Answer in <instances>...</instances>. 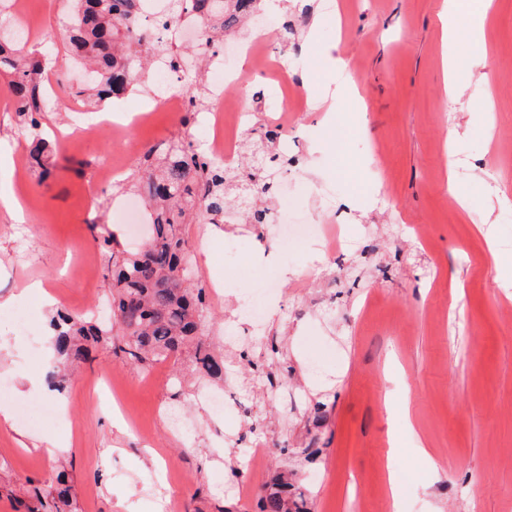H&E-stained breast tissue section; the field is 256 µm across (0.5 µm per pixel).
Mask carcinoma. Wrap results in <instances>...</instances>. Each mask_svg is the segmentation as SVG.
<instances>
[{
  "label": "carcinoma",
  "instance_id": "cac0c4a2",
  "mask_svg": "<svg viewBox=\"0 0 512 512\" xmlns=\"http://www.w3.org/2000/svg\"><path fill=\"white\" fill-rule=\"evenodd\" d=\"M75 8L66 35L69 52L90 71L86 90L96 102L119 99L136 90L151 57L159 54L183 66L177 36L186 19L196 22L201 38L193 48L196 67L185 76L189 105L210 90V62L216 43L261 9L262 0H172L170 11L144 26V0H73ZM45 64L16 41L0 39V73L8 78L15 112L28 136L29 162L46 175L48 142L41 116L50 102ZM280 154L269 146L251 150L246 166L212 163L190 142L177 141L160 157L144 153L137 165L153 227L148 249L130 251L112 233L95 240L112 268L111 318L86 319L60 312L52 323L59 363L85 362L92 348L110 344L112 354L140 365L184 352L194 371L224 380V361L204 338V288L192 282L184 263L180 226L190 217L208 224L224 223L226 198L251 215L255 224H269L274 208L266 201L274 183L266 174ZM66 473L60 472L56 492L33 489L29 512H66L70 506ZM260 512H310L302 487L287 473H278L259 502Z\"/></svg>",
  "mask_w": 512,
  "mask_h": 512
}]
</instances>
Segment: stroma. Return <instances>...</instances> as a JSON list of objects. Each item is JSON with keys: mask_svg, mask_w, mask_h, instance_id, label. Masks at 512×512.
Masks as SVG:
<instances>
[{"mask_svg": "<svg viewBox=\"0 0 512 512\" xmlns=\"http://www.w3.org/2000/svg\"><path fill=\"white\" fill-rule=\"evenodd\" d=\"M308 18L270 0L268 14L304 21L296 46L283 47L252 26L224 49L254 42L277 57L278 74L250 68L224 87L228 101L254 102L280 80L290 110L278 143L286 157L277 193L292 199L302 224H341L348 249L330 256L307 238L286 257L270 225L190 223L185 252L202 288L231 276L226 297L206 299L208 339L224 348V391L241 404L223 415L198 399L211 382L174 385L180 360L146 367L93 350L66 383L54 416L26 423L49 398L23 381L45 376L36 356L54 308L83 315L103 308L112 273L94 239L118 202L138 195L94 178L120 148L127 172L151 148L191 141L206 150L202 122L182 126L163 108L134 119L121 135L82 134L68 145L55 130L94 121L76 97L83 72L63 40L70 0H0V38L28 30L52 84L66 92L42 120L51 138L49 176L27 163L7 79L0 75V185L28 219L0 210V300L29 308L27 330L0 321V512H25L24 491L52 484L60 460L72 464L74 512H258V500L289 449L316 439L313 461L298 462L313 512H392L387 450L396 446L402 512H512V279L496 276L490 253L512 265V208L483 218L491 189L512 194V0H494L486 24L491 82L463 71V105L445 96L440 0H338L341 25L308 0ZM350 61L355 94L332 121L317 124L315 101L335 90L323 71L326 47ZM467 134L447 148L449 126ZM457 166L449 168L447 152ZM455 176L471 202L456 206L445 187ZM489 220L493 244L475 226ZM273 279L274 304L261 324L245 322L251 288ZM39 282L43 292L31 290ZM51 293L57 307L45 304ZM323 401L328 419L309 430L305 412ZM265 448L250 465L254 442ZM432 464L416 454L417 442ZM69 445L64 457L47 447Z\"/></svg>", "mask_w": 512, "mask_h": 512, "instance_id": "obj_1", "label": "stroma"}]
</instances>
